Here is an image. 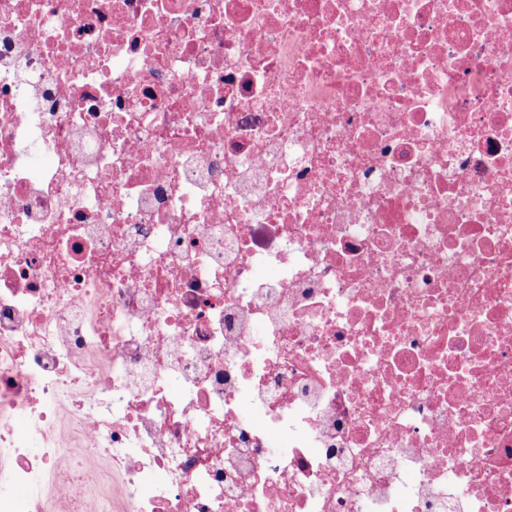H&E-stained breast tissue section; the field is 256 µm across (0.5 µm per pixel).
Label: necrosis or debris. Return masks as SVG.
<instances>
[{
    "label": "necrosis or debris",
    "instance_id": "obj_1",
    "mask_svg": "<svg viewBox=\"0 0 512 512\" xmlns=\"http://www.w3.org/2000/svg\"><path fill=\"white\" fill-rule=\"evenodd\" d=\"M0 512H512V0H0Z\"/></svg>",
    "mask_w": 512,
    "mask_h": 512
}]
</instances>
